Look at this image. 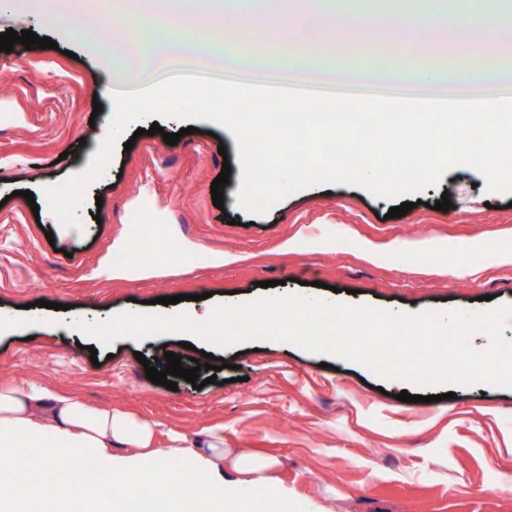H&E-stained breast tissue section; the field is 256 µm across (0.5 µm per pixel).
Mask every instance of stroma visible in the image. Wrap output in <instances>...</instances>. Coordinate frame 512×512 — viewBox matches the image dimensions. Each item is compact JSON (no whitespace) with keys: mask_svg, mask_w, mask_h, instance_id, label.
<instances>
[{"mask_svg":"<svg viewBox=\"0 0 512 512\" xmlns=\"http://www.w3.org/2000/svg\"><path fill=\"white\" fill-rule=\"evenodd\" d=\"M405 7L384 0L378 18L350 27V42L374 44L398 64L468 46L463 35L449 41L444 24H396ZM251 16L292 47L315 28L303 0ZM9 29L57 46L18 43L0 62V385L32 381L147 415L163 436L223 428L227 447L277 462L273 482L240 486L250 512H275L283 486L298 512H512V389L478 382L456 387L452 399L407 403L399 393L417 392L408 382L292 342L254 340L212 347L224 369L201 370V389L181 378L172 391L147 379L143 360L161 371L171 351L191 368L199 339L167 333L104 346L71 325L131 309L205 321L213 306L292 292L392 313L474 311L485 295L512 305V261L500 258L512 253V193L486 191L480 173L456 167L410 195L413 207L399 218L388 217L389 200L345 184L255 213L237 205L233 134L207 120L161 117L140 121L132 149L116 145L75 225L64 227L45 190L87 168L109 132L112 100L98 59L79 42L55 37L39 19L0 13V33ZM154 124L163 134L147 135ZM167 132L179 134L177 144L164 141ZM226 164L219 209L211 185ZM445 191L452 205L443 212L434 203ZM141 231L158 244L152 275L102 274L114 263L113 242ZM173 295L179 303L160 304Z\"/></svg>","mask_w":512,"mask_h":512,"instance_id":"1","label":"stroma"}]
</instances>
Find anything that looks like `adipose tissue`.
<instances>
[{
    "mask_svg": "<svg viewBox=\"0 0 512 512\" xmlns=\"http://www.w3.org/2000/svg\"><path fill=\"white\" fill-rule=\"evenodd\" d=\"M29 442L44 448L46 478L0 481V512H19L33 501L57 504L60 512H84L88 494L77 485L65 487L55 481L56 475L74 466L76 448L94 449L99 469L131 498L145 481L165 490L177 485L170 463L177 457L189 459L206 479L188 493L206 499L211 512H238L240 482L262 484L266 471L275 465L265 456L226 448L220 430L208 431L201 439L173 434L161 446L150 417L103 409L34 382L0 387V454Z\"/></svg>",
    "mask_w": 512,
    "mask_h": 512,
    "instance_id": "adipose-tissue-1",
    "label": "adipose tissue"
}]
</instances>
